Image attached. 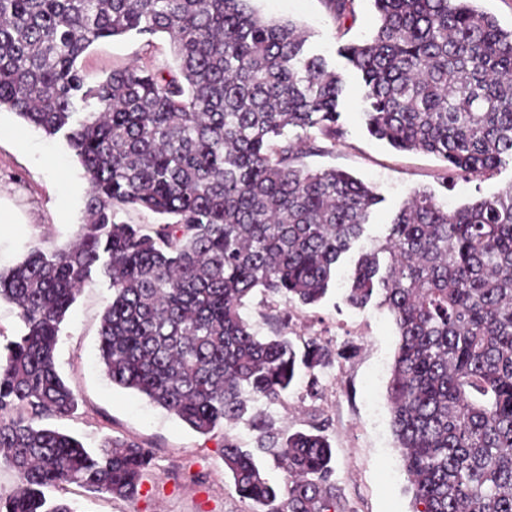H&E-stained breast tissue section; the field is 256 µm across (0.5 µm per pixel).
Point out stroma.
I'll return each instance as SVG.
<instances>
[{"label": "stroma", "instance_id": "1", "mask_svg": "<svg viewBox=\"0 0 512 512\" xmlns=\"http://www.w3.org/2000/svg\"><path fill=\"white\" fill-rule=\"evenodd\" d=\"M268 20L292 21L309 34L308 53L323 55L345 82L338 124L344 131L329 152L306 157L313 168H336L371 186L372 206L360 239L343 256L336 282L318 304L291 309L292 320H275L284 304L254 293L242 314L253 331L272 336L286 331L296 350L319 337L333 352L318 370L321 391L310 395L305 376H297L283 403L253 401L275 430L308 429L326 421L333 448V478L345 512H412V495L391 428L386 385L398 342L389 311L371 302L358 309L346 301L350 269L360 252L382 240L415 190L434 193L448 208L476 196L512 186V159L492 173L446 182L445 164L422 151H399L373 137L367 127L361 75L344 58L345 44L370 38L378 26L373 0H352L351 12L337 19L324 0H251ZM88 82L103 80L126 65L174 66L167 35L135 34L95 41L80 59ZM89 184L62 136L47 137L14 113L0 110V214L9 220L0 235V269L16 264L37 244L63 246L76 236ZM111 295L100 273L87 280L62 326L55 353L60 376L78 399L76 412L46 419L89 449L108 438L130 439L150 448L153 460L138 496L114 501L74 484L47 489L46 495L71 504L76 512H266L240 499L224 474L223 428L202 435L144 396L112 384L98 359V331Z\"/></svg>", "mask_w": 512, "mask_h": 512}]
</instances>
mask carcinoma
I'll return each mask as SVG.
<instances>
[{
	"label": "carcinoma",
	"instance_id": "cac0c4a2",
	"mask_svg": "<svg viewBox=\"0 0 512 512\" xmlns=\"http://www.w3.org/2000/svg\"><path fill=\"white\" fill-rule=\"evenodd\" d=\"M250 2L0 0V108L64 133L90 185L74 242L0 271V299L22 322L0 355V465L19 481L0 512H75L45 497L62 484L125 501L151 465L138 442L109 438L92 454L41 424L77 409L55 352L97 269L112 289L98 346L108 377L196 432L242 421L249 395L283 402L300 366L320 392L328 346L312 337L299 356L286 335L257 336L241 309L256 290L321 301L376 197L303 163L341 137L344 81L305 55V31ZM474 2L374 0L375 34L344 48L370 133L434 154L448 177L512 158V29ZM130 33L167 35L177 67L116 68L89 84L78 62L90 45ZM123 211L162 222L146 234L117 220ZM374 298L399 334L388 402L413 512H512V186L453 210L414 191L352 270L348 302ZM248 426L285 483L276 491L226 435L240 498L343 512L325 424L280 432L258 415Z\"/></svg>",
	"mask_w": 512,
	"mask_h": 512
}]
</instances>
